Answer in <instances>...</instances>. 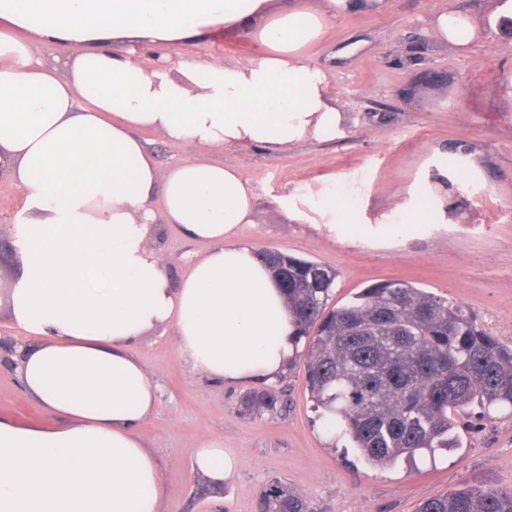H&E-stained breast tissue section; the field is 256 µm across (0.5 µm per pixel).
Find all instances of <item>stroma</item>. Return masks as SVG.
I'll return each mask as SVG.
<instances>
[{
  "label": "stroma",
  "instance_id": "1",
  "mask_svg": "<svg viewBox=\"0 0 512 512\" xmlns=\"http://www.w3.org/2000/svg\"><path fill=\"white\" fill-rule=\"evenodd\" d=\"M499 0H385L335 19L308 51L324 68L329 90L345 106L334 140L307 141L287 151L213 153L143 132L160 166L189 154L237 166L257 187L245 242L334 268L332 305L371 284L404 279L459 302L502 345L512 347V40L499 31ZM468 16L475 37L458 47L434 37L430 18L443 9ZM258 50L247 36L206 37L168 48L225 61ZM459 159L448 171V202L438 224H412L394 240L373 236L371 224L426 199L437 178L438 153ZM315 187L358 188L351 222L355 242L330 238L309 205ZM305 221L293 218L294 211ZM158 245L171 285L209 245L163 225ZM26 337L0 315V416L25 425L59 420L22 391L16 366ZM134 351L161 396L140 435L160 463L164 512H257L260 492L281 482L315 512H416L424 499L481 484L512 487V412L461 418V445L432 460L365 464L348 438L328 430L304 384V359L270 384L277 412L245 415L246 389L196 373L170 327L148 331ZM222 439L240 461L221 499L192 471L202 436Z\"/></svg>",
  "mask_w": 512,
  "mask_h": 512
}]
</instances>
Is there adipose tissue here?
Wrapping results in <instances>:
<instances>
[{"mask_svg": "<svg viewBox=\"0 0 512 512\" xmlns=\"http://www.w3.org/2000/svg\"><path fill=\"white\" fill-rule=\"evenodd\" d=\"M384 0H0V174L21 190L20 257L6 299L27 333L18 376L56 426L0 417V512H161L156 456L139 434L158 387L133 346L175 330L201 375L272 383L298 358L285 293L241 234L256 186L240 169L189 155L160 167L140 133L216 151L282 152L335 138L344 105L306 54L331 21ZM249 33L253 57L191 54L152 64L124 45L173 46ZM74 44L47 66L33 43ZM312 198L328 234L354 240L352 195ZM209 243L171 286L153 247L157 215ZM192 469L213 489L238 470L222 441L198 442Z\"/></svg>", "mask_w": 512, "mask_h": 512, "instance_id": "obj_1", "label": "adipose tissue"}]
</instances>
